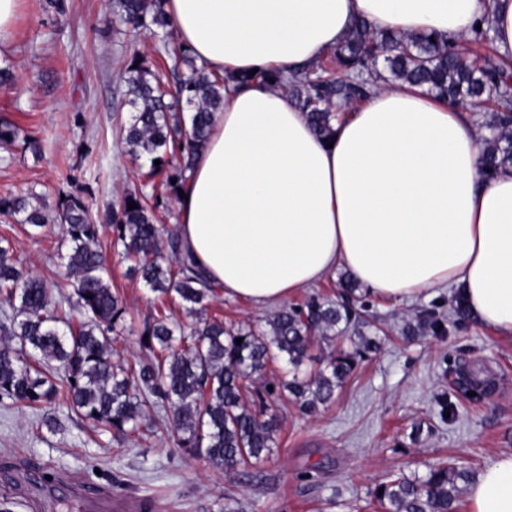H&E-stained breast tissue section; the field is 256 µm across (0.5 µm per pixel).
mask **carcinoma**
<instances>
[{"label":"carcinoma","instance_id":"1","mask_svg":"<svg viewBox=\"0 0 512 512\" xmlns=\"http://www.w3.org/2000/svg\"><path fill=\"white\" fill-rule=\"evenodd\" d=\"M112 13L133 30L167 35L171 20L163 0H109ZM470 43L494 48L492 22L486 17ZM172 89L162 88L159 72L133 56L122 82L130 121L119 137L135 160L145 158L162 171L168 156L182 162L166 173L165 186L177 190L192 169L197 150L206 141L215 114L224 107V75L197 67L186 51L172 50ZM190 72L179 74V63ZM260 78L284 84L306 112L320 137L333 133L334 110L366 98L372 88L404 81L453 103L479 100L496 103L488 135L480 140L484 173L492 176L512 168V61L473 52L461 58L451 40L420 33L404 36L375 32L364 20L352 26L344 41L302 74L269 71ZM190 108L189 122L177 111ZM160 164H155V161ZM176 183H171V180ZM162 194L148 199L126 192L108 217L112 245L132 262L131 270L161 297L178 301L190 315L206 309L204 302L220 285L210 281L181 249L174 234H163L156 210ZM134 202L135 209H128ZM0 212L20 224L44 230L57 226L68 244L61 255L74 279L71 307L79 318L59 326L60 302L38 276L25 274L12 262V244L0 240V331L16 339L0 347V404L41 410L59 396L68 400L76 417L124 440L150 437V415L163 416L184 453L209 465L233 471L246 462L258 463L272 452L278 428L271 400L285 388L306 412L331 401L358 362L378 348L361 336L351 346L329 353L313 376L293 375L283 386L270 383L248 388L250 379L264 377L269 364L281 360L296 370L309 358L315 341L341 338L360 317L352 296L356 282L342 284L345 300L312 298L303 305L284 306L268 322L270 330L232 328L216 317H200L186 329L161 310L144 322L138 337L147 360L126 365L113 359L112 335L125 322V307L112 288L100 249L104 225L97 222L88 197L68 193L53 209L31 193L0 202ZM242 339L236 344L235 339ZM469 471L435 464L422 475L392 474L372 496L382 512H456L459 484ZM384 493H379V489Z\"/></svg>","mask_w":512,"mask_h":512}]
</instances>
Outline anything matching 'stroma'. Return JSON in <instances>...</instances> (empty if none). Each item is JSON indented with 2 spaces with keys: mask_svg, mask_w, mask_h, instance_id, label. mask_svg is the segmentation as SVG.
Returning a JSON list of instances; mask_svg holds the SVG:
<instances>
[{
  "mask_svg": "<svg viewBox=\"0 0 512 512\" xmlns=\"http://www.w3.org/2000/svg\"><path fill=\"white\" fill-rule=\"evenodd\" d=\"M167 41L138 34L108 0H18L0 66L16 81L0 87V127L22 137L0 143V199L36 192L54 206L60 192L90 194L95 215L130 189L151 192L148 160L133 161L115 128L128 122L121 73L132 56L160 59ZM19 268L72 288L58 258L59 230L38 232L0 213ZM102 233L112 285L126 308L114 356L145 359L137 331L158 308L155 293ZM456 288L416 301L359 287L354 331L388 337L357 366L334 399L311 415L282 394L267 462L227 473L178 448L162 419L148 442H117L78 423L66 400L38 412L0 406V512H379L372 493L389 473L425 472L445 459L479 473L512 450V340L474 314L455 321ZM207 316L266 328L272 309L216 294ZM480 383L481 397L470 394ZM54 427L42 425V416Z\"/></svg>",
  "mask_w": 512,
  "mask_h": 512,
  "instance_id": "35a3bbf8",
  "label": "stroma"
}]
</instances>
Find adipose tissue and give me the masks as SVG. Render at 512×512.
Returning <instances> with one entry per match:
<instances>
[{
    "label": "adipose tissue",
    "instance_id": "1",
    "mask_svg": "<svg viewBox=\"0 0 512 512\" xmlns=\"http://www.w3.org/2000/svg\"><path fill=\"white\" fill-rule=\"evenodd\" d=\"M197 61L223 73L224 109L177 199V236L228 298L273 307L342 267L375 295L448 285L512 339V169L485 176L470 115L383 84L317 136L286 86L353 24L465 46L484 15L512 57V0H167ZM468 512H512V452L469 486Z\"/></svg>",
    "mask_w": 512,
    "mask_h": 512
}]
</instances>
